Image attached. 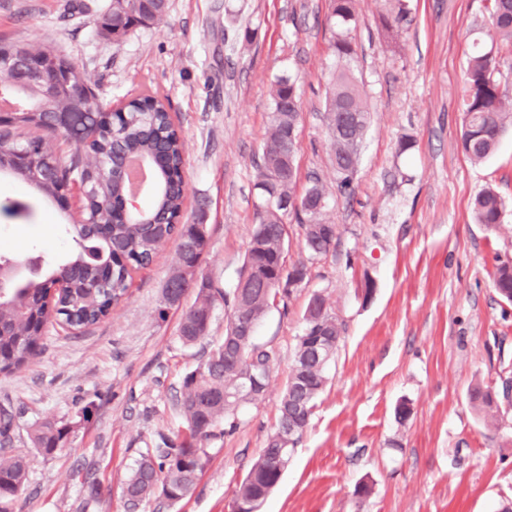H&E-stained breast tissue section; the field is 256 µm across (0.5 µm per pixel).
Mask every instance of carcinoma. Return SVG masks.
<instances>
[{
	"mask_svg": "<svg viewBox=\"0 0 512 512\" xmlns=\"http://www.w3.org/2000/svg\"><path fill=\"white\" fill-rule=\"evenodd\" d=\"M169 8L168 0H112L100 22L101 33L119 42L138 27L160 20ZM403 0H394L384 28L392 32L405 20ZM497 50L512 52V0H493L490 12ZM355 0H331L330 23L335 53L340 58L355 54L351 38L356 23ZM43 54L55 60L62 74L76 81L82 77L75 65L52 46ZM496 57L475 49L467 62L462 98V146L474 162L486 160L512 125V113L506 111L500 87L494 79ZM12 81L23 85L24 94L35 109L24 123L12 131L0 133V170L12 164V151L27 156L24 180L47 197H56L65 184L76 182L82 188L81 220L68 225L73 241L72 252L61 263H49L38 277L12 279L0 289L1 372L25 364L36 352L40 337L28 335L26 316L35 312L45 322L60 321L74 330L86 329L108 317L128 290L132 272L150 265L161 248L171 239L177 241V260L163 288V302L168 305L182 298L185 284L182 272L199 266L209 236L205 232L203 208H197L196 224L182 222L186 186L180 172L184 166V146L175 127L166 98L154 92L128 98L120 106L126 117L112 127L98 120L100 105L92 88L73 97L67 93L47 97L30 83L24 59L13 57L10 66L0 67V85ZM273 118L264 151L255 165V224L239 273L238 287L228 292L215 287L209 279L197 286L194 304L185 312L180 337L194 343L209 332L216 299L229 310L224 337L207 359L182 378L177 405L184 426L173 437H161V444L148 448L127 476L123 492L131 503L140 506L153 501L177 503L193 490L206 463L205 447L219 423L228 432L237 428L239 408L253 402L246 395L235 396L233 390L240 373L249 368L271 371L277 361L275 351L239 336L240 325L257 324L277 303L288 307L292 293L282 297L264 288V280L283 270L281 260L288 248L285 215H294L304 240L308 259L319 260L336 246V237L323 232L327 224L326 189L319 174L309 176V186L301 196L295 192L297 168L294 159L296 130L300 119L298 96L291 76L277 78L270 92ZM70 114V123L57 127V114ZM324 122L333 149L336 170V193L352 192L360 153L352 144L362 143L370 124L362 93L353 77L338 73L332 83L324 112ZM25 130H37L59 136L69 146L61 158L44 136H24ZM164 157L166 167L153 168L152 202L138 210L142 224H114L112 211L128 197V181L122 164L128 155ZM299 205L287 208L290 201ZM504 203L488 188L473 203L476 223L491 230L500 227ZM121 253L125 262L114 266L112 279H100L99 258ZM67 287L48 301L49 287L57 278ZM499 295L512 302V264L502 263L491 273ZM320 323L333 340H341L342 323L319 292L313 293L305 311L294 362L280 402L279 420L290 414L293 399L305 400L308 412L294 418V437L307 427L316 399L327 384L325 368L309 362L307 336ZM77 423L48 419L32 433L33 448L45 458L55 456L74 438ZM278 452L275 437H270L249 472L239 484L236 497L245 501L264 496L274 482L271 459ZM28 464L24 457L0 460V512H9L14 500L24 491Z\"/></svg>",
	"mask_w": 512,
	"mask_h": 512,
	"instance_id": "cac0c4a2",
	"label": "carcinoma"
}]
</instances>
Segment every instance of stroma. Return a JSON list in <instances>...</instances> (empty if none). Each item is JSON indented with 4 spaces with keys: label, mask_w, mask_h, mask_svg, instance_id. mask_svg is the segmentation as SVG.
<instances>
[{
    "label": "stroma",
    "mask_w": 512,
    "mask_h": 512,
    "mask_svg": "<svg viewBox=\"0 0 512 512\" xmlns=\"http://www.w3.org/2000/svg\"><path fill=\"white\" fill-rule=\"evenodd\" d=\"M111 0H0V41L53 46L91 86L103 111L149 89L167 96L186 148L187 208L205 200L210 244L199 268L232 290L254 228V163L270 124V87L297 86V194L319 173L336 224L335 250L311 263L287 307L259 322L277 354L269 386L238 413L234 432L208 443L191 495L139 512H231L235 491L278 420L303 316L322 293L344 323L328 383L280 481L259 512H499L512 500V303L490 273L512 263V132L484 163L461 144L469 55L490 47V0H405L398 36L384 30L389 0H358L353 74L371 113L355 192L336 194L323 121L338 68L330 0H170L158 22L120 43L99 21ZM504 201L501 228L474 223L485 188ZM0 196L24 213L0 215V249L20 261H61L77 201L61 209L24 180L0 174ZM176 242L136 270L124 301L83 332L48 326L31 360L0 373V409L13 415L0 459L23 455L28 482L11 512H124L136 460L181 429L183 376L224 336L216 304L208 335L183 343L194 301L162 305ZM492 392L486 406L474 387ZM411 413L399 419L397 409ZM90 419H83L84 410ZM77 422L74 443L51 458L31 433L47 419Z\"/></svg>",
    "instance_id": "35a3bbf8"
}]
</instances>
